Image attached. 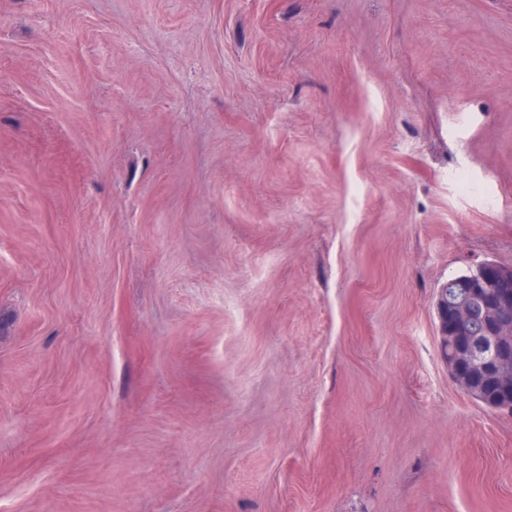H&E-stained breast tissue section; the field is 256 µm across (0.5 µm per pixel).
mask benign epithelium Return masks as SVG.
Returning <instances> with one entry per match:
<instances>
[{"label":"benign epithelium","mask_w":512,"mask_h":512,"mask_svg":"<svg viewBox=\"0 0 512 512\" xmlns=\"http://www.w3.org/2000/svg\"><path fill=\"white\" fill-rule=\"evenodd\" d=\"M468 286L467 297L448 304V316L464 327L480 313L483 338H470L449 363L450 378L456 379L457 360L475 362L512 397V272L481 266L469 276Z\"/></svg>","instance_id":"7a95c632"}]
</instances>
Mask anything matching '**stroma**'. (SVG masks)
Masks as SVG:
<instances>
[{
    "label": "stroma",
    "instance_id": "obj_1",
    "mask_svg": "<svg viewBox=\"0 0 512 512\" xmlns=\"http://www.w3.org/2000/svg\"><path fill=\"white\" fill-rule=\"evenodd\" d=\"M485 261L512 0H0V512H512ZM469 292L467 297L449 302L448 316L451 323L465 327L475 317L472 302L480 305V319L483 324V338L478 340L470 336L467 345L457 354L448 366L450 378L456 383L457 361L463 359L489 373L498 386L509 393L511 402L505 406L488 402L485 406L501 411H512V272L504 271L495 266L488 269L481 265L468 278ZM502 296L503 300L498 301ZM491 319V323H489ZM479 359V361H477ZM477 367L465 365L463 372L469 381L467 388L474 395L487 400L494 390L489 382H485ZM476 401L479 399L471 396Z\"/></svg>",
    "mask_w": 512,
    "mask_h": 512
}]
</instances>
